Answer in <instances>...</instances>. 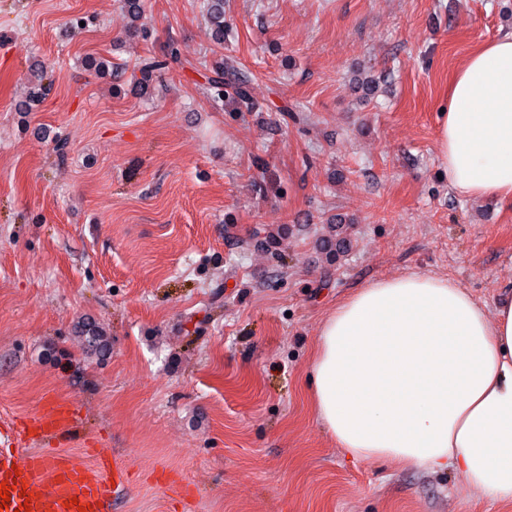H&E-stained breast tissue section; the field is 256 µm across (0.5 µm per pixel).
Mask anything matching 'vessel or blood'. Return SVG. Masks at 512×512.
<instances>
[{"instance_id": "b4317fda", "label": "vessel or blood", "mask_w": 512, "mask_h": 512, "mask_svg": "<svg viewBox=\"0 0 512 512\" xmlns=\"http://www.w3.org/2000/svg\"><path fill=\"white\" fill-rule=\"evenodd\" d=\"M74 414L68 404L49 402L47 408L23 423L20 429L0 432V482H14L10 512H106L111 497L129 489L130 474L119 459L97 453L93 466L85 467L55 450L20 448V435L59 437L72 432ZM30 492V500L20 490Z\"/></svg>"}]
</instances>
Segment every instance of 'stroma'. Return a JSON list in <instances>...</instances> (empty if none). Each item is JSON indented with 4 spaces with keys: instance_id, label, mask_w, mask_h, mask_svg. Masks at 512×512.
Returning <instances> with one entry per match:
<instances>
[{
    "instance_id": "stroma-1",
    "label": "stroma",
    "mask_w": 512,
    "mask_h": 512,
    "mask_svg": "<svg viewBox=\"0 0 512 512\" xmlns=\"http://www.w3.org/2000/svg\"><path fill=\"white\" fill-rule=\"evenodd\" d=\"M141 3L134 25L123 0H0V428L71 404L63 453L131 467L115 512H499L454 470L343 456L308 373L375 279L441 274L489 304L512 285V200L457 194L436 155L448 79L512 32V0H224L220 43L207 0ZM226 60L254 108L207 98Z\"/></svg>"
}]
</instances>
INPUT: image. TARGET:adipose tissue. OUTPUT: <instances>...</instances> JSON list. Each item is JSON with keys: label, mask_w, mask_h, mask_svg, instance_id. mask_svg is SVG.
Segmentation results:
<instances>
[{"label": "adipose tissue", "mask_w": 512, "mask_h": 512, "mask_svg": "<svg viewBox=\"0 0 512 512\" xmlns=\"http://www.w3.org/2000/svg\"><path fill=\"white\" fill-rule=\"evenodd\" d=\"M436 144L458 194L512 198V33L454 74ZM310 399L351 456L453 468L512 512L511 289L489 308L443 275L369 283L325 319Z\"/></svg>", "instance_id": "obj_1"}]
</instances>
